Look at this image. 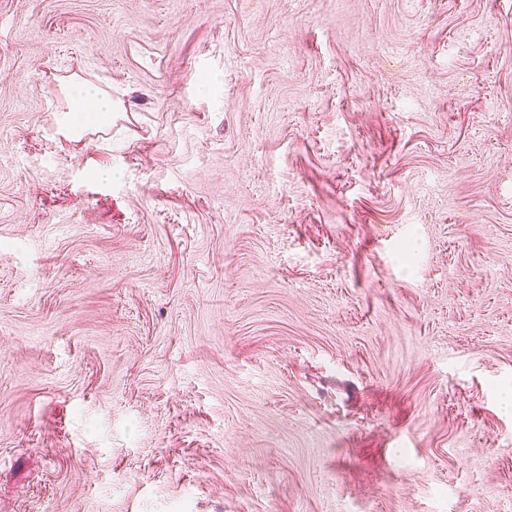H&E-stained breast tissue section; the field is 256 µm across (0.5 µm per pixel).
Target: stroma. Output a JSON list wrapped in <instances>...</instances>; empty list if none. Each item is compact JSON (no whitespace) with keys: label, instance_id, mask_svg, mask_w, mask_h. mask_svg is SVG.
Listing matches in <instances>:
<instances>
[{"label":"stroma","instance_id":"35a3bbf8","mask_svg":"<svg viewBox=\"0 0 512 512\" xmlns=\"http://www.w3.org/2000/svg\"><path fill=\"white\" fill-rule=\"evenodd\" d=\"M510 392L512 0H0V512H504ZM68 112H95L100 115L112 112V100L105 97L96 87L81 85L71 95V105Z\"/></svg>","mask_w":512,"mask_h":512}]
</instances>
